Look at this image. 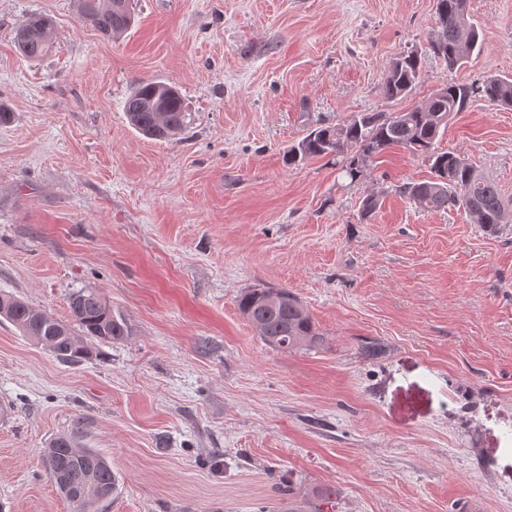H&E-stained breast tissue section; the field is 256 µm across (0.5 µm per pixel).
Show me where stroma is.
<instances>
[{
	"label": "stroma",
	"mask_w": 512,
	"mask_h": 512,
	"mask_svg": "<svg viewBox=\"0 0 512 512\" xmlns=\"http://www.w3.org/2000/svg\"><path fill=\"white\" fill-rule=\"evenodd\" d=\"M468 5L481 48L451 70L434 0H134L112 39L77 0H0V293L65 321L93 288L131 331L63 364L0 318V512H71L43 457L76 426L117 479L101 512H512V225L420 208L404 150L354 182L342 156L285 161L312 123L512 76V0ZM34 12L56 26L31 62ZM407 52L422 78L386 99ZM141 79L178 87L182 140L129 125ZM437 146L512 199V108L471 103ZM262 287L322 346H268L238 309ZM54 20L45 14H32L17 28L14 47L17 55L29 61L44 58L54 43Z\"/></svg>",
	"instance_id": "stroma-1"
}]
</instances>
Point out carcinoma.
<instances>
[{
	"label": "carcinoma",
	"mask_w": 512,
	"mask_h": 512,
	"mask_svg": "<svg viewBox=\"0 0 512 512\" xmlns=\"http://www.w3.org/2000/svg\"><path fill=\"white\" fill-rule=\"evenodd\" d=\"M468 0H435L436 26L428 37L429 52L448 64L462 66L480 47L477 25L471 21ZM81 20L102 36L114 38L133 24L130 12L115 8V0H78ZM55 23L45 14H32L17 28L14 47L29 61L44 58L53 47ZM421 74L420 57L411 52L395 59L383 79L386 98L408 95ZM512 107V78L488 76L475 82L436 89L420 106L404 112H361L344 124L321 125L289 150L296 165L318 156L348 155L345 172L356 181L375 158L392 148L422 155L430 161L432 177L407 182L399 192L420 207L443 211L462 207L472 220L490 231L512 224V202L497 183L479 173L458 151L436 146L440 130L456 112L476 100ZM128 123L143 136L163 141L178 139L190 125L191 113L177 87L157 80L135 84L124 103ZM69 320H57L10 295L0 294V317L48 348L59 361L77 364L92 354L88 340L110 343L129 335L122 315L93 288L69 294ZM242 316L270 347L282 351L318 348L323 342L310 316L286 289L251 288L238 300ZM44 464L59 495L73 512H99L100 504L116 491V477L106 458L71 437H59L46 449Z\"/></svg>",
	"instance_id": "cac0c4a2"
}]
</instances>
